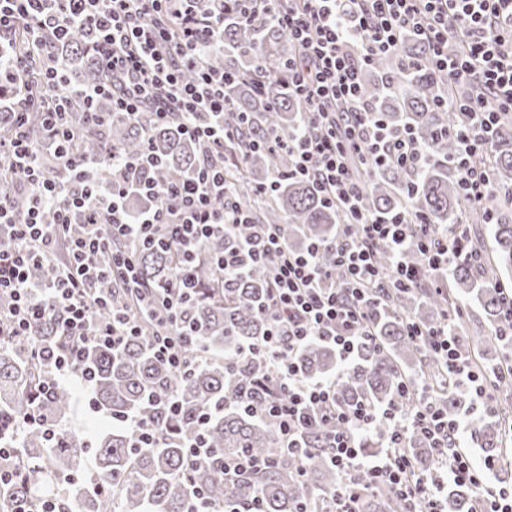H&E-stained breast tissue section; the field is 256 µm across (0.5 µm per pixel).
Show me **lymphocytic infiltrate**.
<instances>
[{
  "label": "lymphocytic infiltrate",
  "mask_w": 512,
  "mask_h": 512,
  "mask_svg": "<svg viewBox=\"0 0 512 512\" xmlns=\"http://www.w3.org/2000/svg\"><path fill=\"white\" fill-rule=\"evenodd\" d=\"M176 0H0V41L19 22L29 27L30 44L43 49L82 36L100 64L95 84L74 88L61 80L54 66L42 78L44 93L58 105L48 115V143H69L73 129L61 122L60 111L75 103L90 119H97V102L107 98L112 107L137 117L154 106L158 118L171 112L189 115L184 126L189 138L200 142L203 164L197 179L157 195V202L129 217L124 199L136 183L139 165L124 161L111 185L97 188L87 175L92 158H69L71 176L60 183L43 168L40 146L25 130L31 106L23 98L14 114L15 139L0 150L20 183L35 187L36 200L23 221H16L9 202L0 200V231H9L14 247L0 251V293L12 298L0 334L31 336L48 309L60 313L59 342L34 344L31 355L48 359L42 395L78 381L91 393L92 380L84 365L89 346L121 348L137 335L138 319L115 305L111 297L95 295L102 271L99 253L113 241L126 245L112 266L137 283L138 248L166 236L182 249L209 238L216 230L246 229L239 252L215 260L225 282L238 279L247 263L265 262L272 277L263 311L271 329L258 346L242 349V356L268 360L273 373L254 391H243L240 402L257 418H270L287 444H294L313 425H368L375 412L360 406L343 408L332 380H310L300 375L295 356L312 339L336 349L341 361L351 360L360 341L370 339L377 312L372 296L383 279L374 263V248L384 243L400 250L416 247L421 267L397 264L394 284L412 286L423 273L434 272L469 257L466 241H431L414 237L405 213L364 215L360 202L366 181L381 166L412 169L422 150L408 132L388 129L375 107L361 97L360 71L377 55L394 50L403 37L418 36L429 47L427 64L449 85L472 87L469 95L440 98L443 109L464 117L456 137L460 153L454 164L460 186L471 203L480 205L495 186L482 157L491 152L488 134L499 116L512 112V0H239L241 15L264 16L268 23L287 28L295 49L288 60V83L301 97L310 118L308 132L276 136L274 142L289 158L290 175L316 184L324 200L348 213L332 248L344 270L333 279L319 261L324 246L311 243L293 252L270 225L256 223L234 200V189L224 177L219 157L234 135L224 124L228 101L224 85L228 74L201 69L202 53L211 46L221 15L187 9L179 14V39H172L161 17ZM197 68L194 80H184L186 69ZM65 254L55 275L39 282L31 269L37 263ZM111 310L112 319H96V308ZM428 343L447 371L465 376L475 395H482L480 375L472 370L448 338L447 330L432 332ZM391 422L382 457L365 462L353 433H334L330 460L342 478L331 512H360V469L386 485L401 500L428 501L427 512H443L444 486L431 477L416 476L410 458L400 450L403 432L414 428L434 448L439 464L453 481L476 489L477 512H512V489L485 487L483 472L463 451H450L459 430L456 421L439 416L430 402H422L410 419L384 411Z\"/></svg>",
  "instance_id": "f902f5d3"
}]
</instances>
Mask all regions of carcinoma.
<instances>
[{
	"label": "carcinoma",
	"instance_id": "carcinoma-1",
	"mask_svg": "<svg viewBox=\"0 0 512 512\" xmlns=\"http://www.w3.org/2000/svg\"><path fill=\"white\" fill-rule=\"evenodd\" d=\"M199 7L224 17V29L204 56V64L236 76L225 87L231 108L224 114V123L242 130V139L226 148L243 157L242 169H226L234 181L237 201L253 211L257 223L274 225L291 250H302L311 242H332L336 225L342 221L340 211L326 205L311 182L284 176L288 155L268 148L245 152L240 147L243 139L261 143L306 125L305 108L288 85L285 72L288 48L293 46L288 29L243 19L234 0H206ZM17 50V46L4 43L0 69L7 71L18 62ZM57 53L63 76L82 70L89 81L99 78V64L88 53L84 38L59 45ZM426 56L424 42L411 35L395 52L375 58L361 72L362 97L381 112L391 130H412L424 151L413 170L387 166L374 175L365 187L363 207L371 214L406 212L412 220L424 221L429 234L437 235L463 207L478 223L485 215L469 204L455 169L449 165L459 149L449 130L460 122V116L437 108L445 93L444 82L428 66L411 73L402 68L403 61ZM258 68L268 75L262 95L246 78ZM14 95L13 86L0 83V100L4 101L0 108L1 144L15 135ZM30 96L35 105L27 111L26 132L39 141L45 136L42 97L35 86ZM99 109L105 113L100 126L83 123L75 107L68 115L79 131L74 150L95 160L94 183H111L116 162L140 158L145 165L138 172L139 179L161 189L198 175L202 152L183 134V116L159 119L146 111L134 122L112 113L109 100L102 101ZM490 139L493 182L497 186L512 184V119L508 115L500 117ZM43 163L55 180L69 179L68 169L56 154H44ZM277 171L283 176L273 201L256 206L255 196ZM0 187L10 193L17 217L24 218L34 192H16L5 170L0 172ZM149 204L135 189L124 200L125 209L132 214ZM507 211L511 215H505ZM492 212L496 260L481 267L477 275L461 265L450 266L452 298L417 286L390 284L379 289L375 295L380 317L374 324V336L360 344L356 356L344 363L330 346L314 339L296 354L300 374L307 379L335 380L340 402L350 410L363 403L378 411L394 406L412 414L419 400L402 396L403 383L420 384L439 413L452 420L466 417L470 439L480 448L483 461L498 462V423L476 413L468 389L449 381L441 360L406 332L408 320L424 329L444 326L446 305L457 308L471 297L481 306L495 333L493 339L508 343V338L496 332L503 329L498 285L503 276L512 274V200L501 201ZM245 234L244 230L228 232L199 245L200 257L191 263L196 292L186 305L182 327L145 317L140 334L121 349L96 347L89 352L86 364L94 370L93 409L112 420L109 430L97 437L96 468L89 477L82 466L84 439L65 425L74 407V393L62 386L50 399L42 397L45 364L29 355L33 341L57 339L58 316L47 314L34 337L0 335V443L16 449L9 459H0V469L13 472L12 482L0 485V512H13L18 500L37 504L48 496L58 498L59 512H193L200 492L210 512H222L226 507L247 512L256 501L264 512H300L304 505L313 512L330 509L341 478L326 450L327 429L313 426L306 431L301 443L311 454L304 456L284 447L274 420L252 417L238 404L237 394L243 387L271 373L266 360H245L239 355L243 347L261 343L270 328L269 319L259 310L266 297L270 266L253 265L233 287L222 288L212 260L236 250L238 239ZM181 260L175 245L142 248L138 262L141 281L153 287L167 283ZM375 261L382 272L391 275L395 259L389 246L376 247ZM104 286L112 292V301L136 307L134 292L124 287L121 279ZM179 331L183 332L184 353L191 361L181 373L154 358L151 350L156 339ZM171 396L178 402L176 414L161 404ZM208 411L211 418L205 425V437L215 450L214 457L194 465L185 444L197 433L199 416ZM33 414L60 425L55 439H48L37 423L24 424ZM136 420L153 429L154 447H141ZM388 431V423L380 420L354 430L362 454L380 452L377 441L387 439ZM402 443L415 470L433 475L435 452L423 436L409 429ZM242 454L267 460L271 466L240 478L224 475V460ZM357 482L364 489L362 512L425 510L421 498L406 504L393 498L374 484L366 470L358 473ZM474 501L470 486L453 482L448 485L444 507L447 512H473Z\"/></svg>",
	"mask_w": 512,
	"mask_h": 512
}]
</instances>
